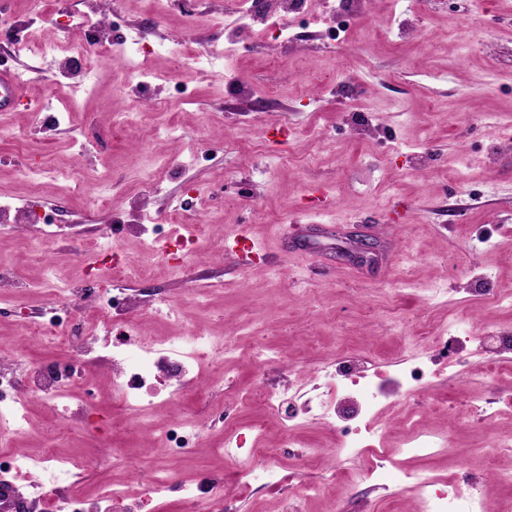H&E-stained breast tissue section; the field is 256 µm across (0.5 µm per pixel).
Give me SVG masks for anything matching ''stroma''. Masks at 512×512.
<instances>
[{"label": "stroma", "instance_id": "1", "mask_svg": "<svg viewBox=\"0 0 512 512\" xmlns=\"http://www.w3.org/2000/svg\"><path fill=\"white\" fill-rule=\"evenodd\" d=\"M339 0H307V37L279 51L270 69L261 55H235L226 65L239 80L266 95V109L244 112L229 94L223 72L194 73L173 54L151 59L149 88L121 85L122 61L95 57L91 76H61V57L29 69L13 111L0 114V196L23 197L29 163L44 174L42 203L61 224L56 242L38 245L35 228L0 219V258L20 283L0 290V344L16 376L29 365L62 360L65 352L29 340L21 326L52 307L41 280L48 262L58 276L79 278L101 256L105 223L135 221L133 202L148 173L164 168L149 208L164 213L184 194L209 236L197 255L174 265L152 251L153 236L191 233L188 224L164 222L157 234H121L112 249L151 267L129 284L136 304L132 338L141 344L178 334L224 333L231 359L202 363L198 392L159 402L152 424L115 413L114 400L96 399L99 427L60 417L30 397L27 434L9 448L28 457L53 448L66 476L48 483L31 472L7 475L27 500L87 491L125 480L141 512H178L174 493L143 501L142 486L156 469L173 484L192 485L208 500V484L226 483L233 512H279L283 485L252 491L238 484L235 463L211 451L224 441V423L237 424L247 442L280 454L281 474L294 478L302 455L321 465L307 471L318 486L305 512H414L411 486L394 490L401 471L423 472L445 492L465 482L477 496H512L495 485L488 446L512 437V367L477 375L453 366L468 358L493 365L506 357L512 336V0H368L365 25L346 43L322 42L323 19ZM126 26L112 39L153 44L191 35L206 51L231 33L233 0H200L194 16L151 15L145 0H121ZM107 21L106 0H46L33 17L25 0L0 5V69H28L13 42L27 34L53 38L68 15ZM188 84L190 106L156 110L154 100ZM52 102L61 124L35 122ZM143 113L134 129H119L112 111ZM208 151L201 166L191 152ZM112 200L111 213L91 198ZM375 242L378 260L361 266L336 249ZM207 289L197 300L193 289ZM460 329L448 342V324ZM435 357L439 374L427 391L392 393L373 422L384 433L390 460L366 482L324 486L334 435L320 422L289 423L304 401L342 406L347 423L356 407L323 378V370L349 364L368 377L390 371L411 355ZM279 395L277 411L247 401L257 386ZM185 419L200 424L201 446L186 459L161 447V428ZM446 430L439 455L413 459L398 453L409 424Z\"/></svg>", "mask_w": 512, "mask_h": 512}]
</instances>
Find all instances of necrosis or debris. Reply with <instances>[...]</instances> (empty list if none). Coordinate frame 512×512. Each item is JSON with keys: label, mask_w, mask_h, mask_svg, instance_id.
Here are the masks:
<instances>
[{"label": "necrosis or debris", "mask_w": 512, "mask_h": 512, "mask_svg": "<svg viewBox=\"0 0 512 512\" xmlns=\"http://www.w3.org/2000/svg\"><path fill=\"white\" fill-rule=\"evenodd\" d=\"M297 0H236V12L247 27H261L263 31L275 32L281 42L294 40L291 27L292 17L298 13ZM100 24L85 16H70L67 24L58 28L53 40L34 42L25 38L16 43L17 50L35 56L56 55L57 51L71 44L75 33L101 32ZM15 212L19 223L36 227L41 243H49L57 235V222L44 210L37 194L25 198L0 202V215ZM147 268L134 264H119L112 269L108 287H93L84 279L65 280L53 273H46L44 285L59 307H66L78 300L92 302L94 315L84 321L81 327L71 328L63 323L62 317L45 318L34 315L28 318L23 331L29 339L65 349L70 359L65 363H44L34 366L24 379L9 376L0 368V391L11 388L14 397L11 402L0 400V430L20 435L27 422V398L39 396L50 402L62 413L73 417H84V400L69 394V387L83 378L87 366L92 332L102 331L103 337L97 342L103 360L111 366L109 374L113 394L128 416H136L150 408L160 390V378L168 380V394L179 397L195 389L197 384L196 366L209 355L230 353L226 338L192 334L153 342L148 346L130 348L127 340L114 337L113 330L122 325L133 328L134 319L128 313L126 298L117 295L122 283L146 276ZM432 371L421 362L408 365L397 364L395 372L387 380L376 381L358 376L349 379L342 390L352 400L363 416H370L389 397L392 389L415 391L429 384ZM338 410L331 405H321L317 418L328 426H337ZM338 428L339 441L336 450V464L325 477L327 483L336 484L350 479L351 462L365 452H373L378 462H386L387 456L379 442L381 433L372 424ZM224 456L228 460L247 457L253 466L241 472L244 484L269 483L277 475V458L270 449L260 445H246L234 426L225 429ZM401 482H413L418 493L421 512H455L458 501H466L470 512H483L480 500L473 495L468 485H455L447 495L437 493L433 484L422 474H403Z\"/></svg>", "instance_id": "obj_1"}]
</instances>
